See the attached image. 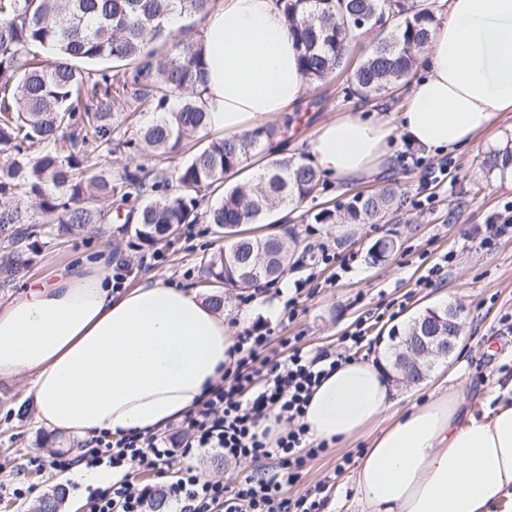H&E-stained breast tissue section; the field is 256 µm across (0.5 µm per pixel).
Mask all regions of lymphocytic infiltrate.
Here are the masks:
<instances>
[{
  "label": "lymphocytic infiltrate",
  "mask_w": 512,
  "mask_h": 512,
  "mask_svg": "<svg viewBox=\"0 0 512 512\" xmlns=\"http://www.w3.org/2000/svg\"><path fill=\"white\" fill-rule=\"evenodd\" d=\"M364 328L343 336V351L315 354L294 349L283 360L266 355L269 330L259 326L240 331L223 379L183 421L184 446H167L157 436L127 434L118 438L101 433L87 441L80 456L91 469L112 471L111 484L89 491L87 512H143L147 488L132 484V469L162 474L174 470L170 492L178 512H321L320 500L283 497L284 485L294 482L307 460L326 452L328 445L308 435L305 407L316 387L350 350H360ZM275 419L288 427L271 436L266 423ZM216 450L228 459L259 463L256 473L229 486L223 480L200 481L186 459L193 451Z\"/></svg>",
  "instance_id": "1"
}]
</instances>
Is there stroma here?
<instances>
[{
	"instance_id": "35a3bbf8",
	"label": "stroma",
	"mask_w": 512,
	"mask_h": 512,
	"mask_svg": "<svg viewBox=\"0 0 512 512\" xmlns=\"http://www.w3.org/2000/svg\"><path fill=\"white\" fill-rule=\"evenodd\" d=\"M406 91L396 98L365 103L349 93L345 79L308 87L295 106L290 134L279 139L284 156H311L312 141L319 126L341 113L362 111L364 116L393 117L402 112ZM492 145L481 135L477 146L452 151L455 162L441 183L426 179L427 168L440 163V156L427 153L407 141L396 144L387 173L351 187L323 178L313 197L300 207L278 211L272 224L254 226V233L290 235L299 239L287 273L264 289L263 302H255L253 289L234 290L224 304V319L233 332L252 325L266 326L273 338L270 359H283L287 340L298 337L300 347L315 353L337 348L340 339L356 323L367 325V341L359 350L361 360L387 356L389 331L407 323L425 308L459 304L465 309L463 339L447 362L429 372L432 382L448 381L462 388L470 410L483 417L498 405L512 403L511 392L495 400L486 393L497 384L512 380V237L484 244L487 225L496 223L507 203L512 185L497 181L482 165ZM420 165H413V158ZM400 193L385 216L374 223L352 225L341 231L336 224H317L312 213L341 210L354 194L369 193L387 184ZM393 239L397 249L379 262H372V246ZM339 246L351 258L347 271L338 266H313L311 257L319 244ZM224 244L223 234L206 221L185 224L177 236L152 246L144 245L133 228L121 221H106L102 233L56 239L47 235L24 241L25 264L12 274L0 272V307L18 298L33 280L54 278L62 270L84 261L97 260L111 252L126 263L125 287L136 286L145 277L166 283L202 288L201 259ZM442 269L431 288L418 285L434 264ZM307 279L295 314L285 302L293 283ZM422 391L421 385L397 386L395 405L368 427L365 434L329 445L326 452L307 461L299 479L283 489L284 497L298 499L320 491L335 512H362L353 476L359 458L372 434L402 414ZM29 376L0 380V512H36L41 498L52 492L62 474L59 461L72 460L84 439L53 434L40 426L33 409ZM193 465L200 480L234 482L255 470V462L225 459L216 451L195 454ZM15 487L28 489L26 498H10Z\"/></svg>"
}]
</instances>
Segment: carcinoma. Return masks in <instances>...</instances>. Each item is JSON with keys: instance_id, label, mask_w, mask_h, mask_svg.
<instances>
[{"instance_id": "obj_1", "label": "carcinoma", "mask_w": 512, "mask_h": 512, "mask_svg": "<svg viewBox=\"0 0 512 512\" xmlns=\"http://www.w3.org/2000/svg\"><path fill=\"white\" fill-rule=\"evenodd\" d=\"M278 2L309 84L339 76L351 38L376 30L348 78L366 101L408 86L438 23L436 0ZM211 7L212 0H0V154L7 156L0 166V238L13 245L36 236L38 214L54 217L57 237L90 232L104 223L107 200H135L134 232L145 244L202 218L224 230V248L202 265L207 281L247 288L284 274L290 252L282 238L240 236V227L301 203L320 184L321 171L306 157L270 152L279 128L212 138L151 185L139 166L114 175L90 164L102 150L169 156L207 128L206 113L191 98L206 83L201 49L169 19ZM120 113L126 122L145 113L152 118L131 137L117 138ZM258 155L266 163L257 192L224 186L229 173ZM216 191L218 201L200 211L199 195ZM22 197L31 207L16 203ZM394 199L385 188L356 194L343 208L348 221L367 224Z\"/></svg>"}]
</instances>
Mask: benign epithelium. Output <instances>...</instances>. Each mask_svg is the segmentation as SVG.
<instances>
[{"label": "benign epithelium", "instance_id": "7a95c632", "mask_svg": "<svg viewBox=\"0 0 512 512\" xmlns=\"http://www.w3.org/2000/svg\"><path fill=\"white\" fill-rule=\"evenodd\" d=\"M460 306H448V335L441 332L425 336H411L406 342L407 349L398 353L396 368L409 381L412 376L425 377L426 370L431 363L440 358L449 357L457 348L461 338L462 326L459 323Z\"/></svg>", "mask_w": 512, "mask_h": 512}]
</instances>
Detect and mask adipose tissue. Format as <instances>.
I'll return each mask as SVG.
<instances>
[{
    "label": "adipose tissue",
    "instance_id": "ef3b65f1",
    "mask_svg": "<svg viewBox=\"0 0 512 512\" xmlns=\"http://www.w3.org/2000/svg\"><path fill=\"white\" fill-rule=\"evenodd\" d=\"M208 81L196 104L209 127H267L307 85L278 0H221L202 21ZM397 124L347 112L320 126L323 174L349 184L382 174L396 134L429 151L477 144L512 112V0H450L433 27ZM111 254L35 280L0 308V379L32 377L37 420L90 438L153 435L194 409L224 374L234 338L209 295L158 280L112 287ZM382 365L350 360L313 392L304 421L317 441H344L391 405ZM462 391L430 392L371 441L356 473L363 512H503L512 503V405L490 417Z\"/></svg>",
    "mask_w": 512,
    "mask_h": 512
}]
</instances>
